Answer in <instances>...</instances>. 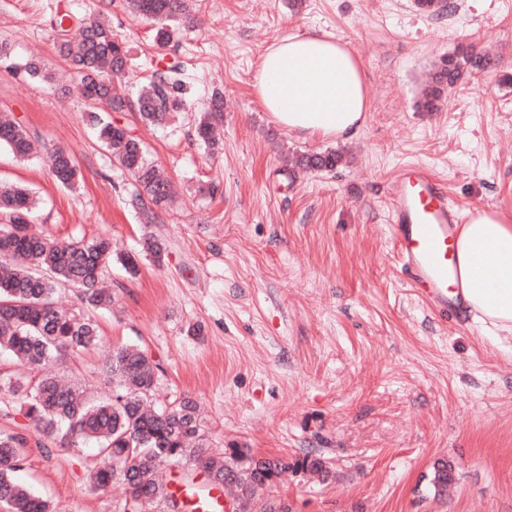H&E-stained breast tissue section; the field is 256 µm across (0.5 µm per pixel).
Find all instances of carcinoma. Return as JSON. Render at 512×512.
<instances>
[{"label": "carcinoma", "mask_w": 512, "mask_h": 512, "mask_svg": "<svg viewBox=\"0 0 512 512\" xmlns=\"http://www.w3.org/2000/svg\"><path fill=\"white\" fill-rule=\"evenodd\" d=\"M129 7L154 22L155 42L161 49L171 42L172 27L189 15V0H129ZM70 19L69 13L58 14L55 48L78 77L76 89L86 101L88 121L116 163L134 175L135 203L166 208L170 189L149 162L143 142L127 128L105 120L102 113L133 112L145 126L162 123L169 113L185 108L177 68L155 74L149 86L133 98L126 97L115 91L112 82L128 68L129 47L99 17L84 22L80 38L72 40L66 29ZM491 66L488 58L458 49L441 60L420 108L435 111L449 89ZM18 69L30 79L51 80L36 59ZM219 112L221 100L216 97L196 124L199 141L210 149L220 141ZM0 146L19 158L28 157L32 149L30 131L8 112L0 113ZM49 159L59 184L72 187L78 173L71 154L54 147ZM340 161L339 153L327 150L304 154L294 166L331 171ZM33 208L26 189L0 184V213L8 217V223L0 225V349L42 371L34 385L0 377V389L22 396L24 417L51 443L70 447L79 438L97 442L95 457L84 466L91 488L104 491L114 484L123 486L124 512H180V502L157 479L160 468L174 465L188 478L200 470L208 485L228 488L234 512H291L276 491L284 474L302 472L322 482L329 479L331 468L319 455L283 460L256 458L245 448L214 452L205 442L193 398L185 396L169 406L149 404L160 365L136 345L114 347L105 355L104 373L112 383L107 400L94 401L61 383L52 366L95 345L97 328L92 320L59 309L54 296L62 286L76 287L87 307L111 304L112 292L102 287L101 272L112 261V244L107 238L52 240L30 224ZM143 253L159 264L164 248L150 235L144 239ZM26 447L24 434L0 431V509L57 512L56 506L34 496L17 478L26 465ZM452 481L453 467L437 461L430 479L434 496H445Z\"/></svg>", "instance_id": "1"}]
</instances>
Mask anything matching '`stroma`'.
Returning <instances> with one entry per match:
<instances>
[{"instance_id":"1","label":"stroma","mask_w":512,"mask_h":512,"mask_svg":"<svg viewBox=\"0 0 512 512\" xmlns=\"http://www.w3.org/2000/svg\"><path fill=\"white\" fill-rule=\"evenodd\" d=\"M451 2L434 14L415 0H190L189 21L161 49L126 0H0L12 62L37 54L57 76L31 80L0 64V112L43 142L25 159L0 147V181L35 192L32 223L51 237L106 235L115 253L140 255L150 233L165 248L162 264L141 258L134 276L116 261L104 268L118 296L90 312L99 341L56 365L58 375L106 397V352L137 344L161 367L155 404L195 398L209 447L328 459L326 483L283 477L277 491L292 512H512V340L433 312L403 282L391 243L388 190L408 163L445 180L464 212L512 211V0ZM64 9L107 12L133 57L126 93L156 69H179L185 111L150 129L134 113L111 115L178 187L152 223L54 48L51 21ZM307 29L332 34L363 63L368 110L349 140L274 122L252 86L266 48ZM461 45L492 67L450 90L438 111H420L424 75ZM216 92L223 147L211 153L195 125ZM48 146L71 152L73 188L53 177ZM330 149L342 155L331 172L287 163ZM20 404L0 390V431L28 438L19 480L61 512H123L119 490L89 485L83 463L95 442L44 453ZM440 459L454 481L436 497L428 476Z\"/></svg>"}]
</instances>
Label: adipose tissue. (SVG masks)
I'll list each match as a JSON object with an SVG mask.
<instances>
[{
  "mask_svg": "<svg viewBox=\"0 0 512 512\" xmlns=\"http://www.w3.org/2000/svg\"><path fill=\"white\" fill-rule=\"evenodd\" d=\"M255 88L262 106L280 124L305 136L344 138L358 132L368 110L363 67L345 44L308 30L283 37L261 55ZM463 275L472 248L495 264L490 286L470 296L473 322L502 341L512 339V215L482 211L459 233Z\"/></svg>",
  "mask_w": 512,
  "mask_h": 512,
  "instance_id": "obj_1",
  "label": "adipose tissue"
}]
</instances>
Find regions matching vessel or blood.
<instances>
[{
    "label": "vessel or blood",
    "mask_w": 512,
    "mask_h": 512,
    "mask_svg": "<svg viewBox=\"0 0 512 512\" xmlns=\"http://www.w3.org/2000/svg\"><path fill=\"white\" fill-rule=\"evenodd\" d=\"M390 222L409 287L441 315H465L469 303L457 247L464 218L450 202L446 184L422 165L406 166L390 186Z\"/></svg>",
    "instance_id": "obj_1"
}]
</instances>
